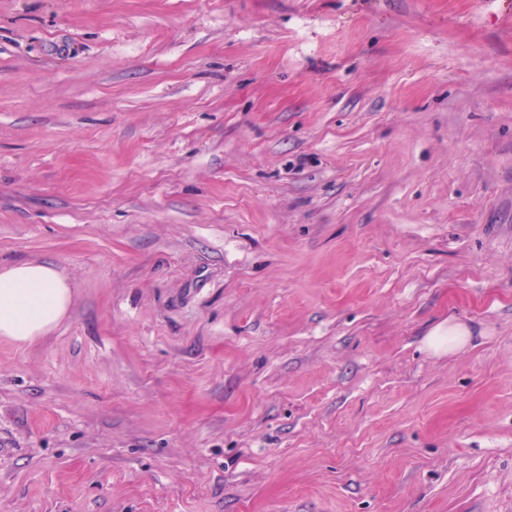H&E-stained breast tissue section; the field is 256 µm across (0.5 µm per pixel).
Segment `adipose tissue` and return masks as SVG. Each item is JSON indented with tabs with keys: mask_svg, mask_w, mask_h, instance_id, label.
Masks as SVG:
<instances>
[{
	"mask_svg": "<svg viewBox=\"0 0 512 512\" xmlns=\"http://www.w3.org/2000/svg\"><path fill=\"white\" fill-rule=\"evenodd\" d=\"M72 303L71 286L50 262L31 260L0 270V337L29 345L52 331L67 315ZM472 326L451 321L432 329L426 348L436 355L468 346Z\"/></svg>",
	"mask_w": 512,
	"mask_h": 512,
	"instance_id": "obj_1",
	"label": "adipose tissue"
}]
</instances>
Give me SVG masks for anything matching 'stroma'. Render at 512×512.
I'll list each match as a JSON object with an SVG mask.
<instances>
[{
	"label": "stroma",
	"instance_id": "stroma-1",
	"mask_svg": "<svg viewBox=\"0 0 512 512\" xmlns=\"http://www.w3.org/2000/svg\"><path fill=\"white\" fill-rule=\"evenodd\" d=\"M29 260L0 512H512V0H0ZM72 289L59 267L31 260L0 271V337L29 345L67 315ZM474 336L472 325L448 319L432 329L425 338L426 348L435 355L454 353L468 346Z\"/></svg>",
	"mask_w": 512,
	"mask_h": 512
}]
</instances>
